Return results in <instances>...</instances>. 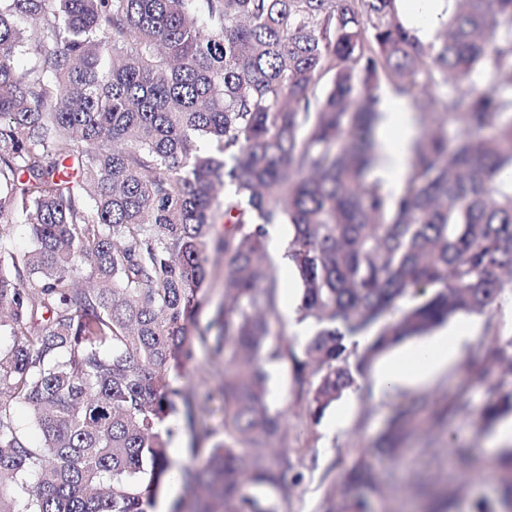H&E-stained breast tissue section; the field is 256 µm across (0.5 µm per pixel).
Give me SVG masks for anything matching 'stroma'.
Listing matches in <instances>:
<instances>
[{"label": "stroma", "mask_w": 512, "mask_h": 512, "mask_svg": "<svg viewBox=\"0 0 512 512\" xmlns=\"http://www.w3.org/2000/svg\"><path fill=\"white\" fill-rule=\"evenodd\" d=\"M278 241L268 244V254L282 285L280 322L277 332L298 340L300 326L295 310L302 296L297 277L286 257L290 227L277 225ZM470 338L455 360L431 381L400 387L387 392L374 388L373 377L361 380L358 390L344 396L327 410L315 425H308L307 411L294 393V375L290 361H275L269 372V401L288 411L289 435H300L321 462H335V477H342L354 462L359 448L374 447L385 422L394 410L420 401L423 411L413 424L403 460L374 457L375 470L387 480L382 503L386 512H468L471 499L479 495L495 496L499 480L486 476L475 480L455 462V451L469 449L475 465L490 468L502 454L512 452V444L496 443V429L477 428V414L490 396L491 387L512 390V375L486 377L481 358L491 338H512V290L505 292L489 315H462ZM207 359H200L188 377L198 393H212L203 404L196 422L197 432L224 430V403L216 396V381Z\"/></svg>", "instance_id": "stroma-1"}]
</instances>
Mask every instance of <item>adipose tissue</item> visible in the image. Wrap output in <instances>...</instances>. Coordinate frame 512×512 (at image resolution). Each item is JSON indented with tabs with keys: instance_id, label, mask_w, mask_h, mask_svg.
Wrapping results in <instances>:
<instances>
[{
	"instance_id": "adipose-tissue-1",
	"label": "adipose tissue",
	"mask_w": 512,
	"mask_h": 512,
	"mask_svg": "<svg viewBox=\"0 0 512 512\" xmlns=\"http://www.w3.org/2000/svg\"><path fill=\"white\" fill-rule=\"evenodd\" d=\"M379 123L382 132L397 133V140H384L377 172L392 179L404 172L413 135V122L405 100L396 96L384 97ZM463 327L449 329L447 334L421 343L402 355L386 360L375 373L380 389L418 384L443 370L467 341Z\"/></svg>"
}]
</instances>
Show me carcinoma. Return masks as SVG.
<instances>
[{"label":"carcinoma","instance_id":"carcinoma-1","mask_svg":"<svg viewBox=\"0 0 512 512\" xmlns=\"http://www.w3.org/2000/svg\"><path fill=\"white\" fill-rule=\"evenodd\" d=\"M399 2L0 0V512H152L175 476L190 500L170 512H290L301 458L265 365L291 359L317 423L380 356L512 288V0H447L428 43ZM385 87L421 128L395 193L372 176ZM273 224L311 327L299 352L273 337ZM211 252L223 294L202 326ZM199 352L224 435L192 436L198 464L178 468ZM483 365L512 368V338ZM490 392L482 424L512 413ZM412 412L341 484L323 472L319 512H376L371 457H399ZM470 512H512V482Z\"/></svg>","mask_w":512,"mask_h":512}]
</instances>
